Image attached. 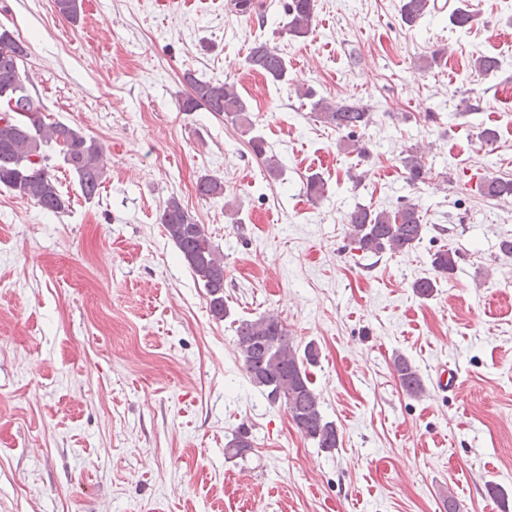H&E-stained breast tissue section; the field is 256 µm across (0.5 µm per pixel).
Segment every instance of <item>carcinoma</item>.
Here are the masks:
<instances>
[{
    "label": "carcinoma",
    "mask_w": 512,
    "mask_h": 512,
    "mask_svg": "<svg viewBox=\"0 0 512 512\" xmlns=\"http://www.w3.org/2000/svg\"><path fill=\"white\" fill-rule=\"evenodd\" d=\"M57 13L75 23L79 21L83 0H54ZM232 9L241 17L262 14L261 0H231ZM316 0H287L284 25L288 35L306 36L315 17ZM441 8L433 0H401L400 16L406 24H413L430 11ZM26 48L6 29L0 28V94L30 82L25 69ZM248 65L274 82L288 75L284 57L265 43L250 48ZM190 92L180 103L183 112L204 109L237 121L246 118L248 105L236 87L197 77L191 72L183 75ZM23 112L17 116L0 115V188L51 213H62L68 200L60 193L57 179L45 172L42 164L49 158L46 149L66 146L64 163L78 179L82 194L93 198L101 185L103 171L100 165L102 144L81 128L61 121L46 122L40 102L26 96ZM312 110L322 122L338 130L354 131L366 126L371 113L359 101H341L335 104L320 99L312 103ZM406 179L417 184L426 179L422 156L417 150L407 151L401 159ZM197 193L203 199L224 195V182L208 175L197 183ZM480 194L492 200L512 197V179L492 177L483 182ZM165 236L179 250L196 280L203 284L209 300L211 315L222 320L230 309L224 300V257L211 241L205 225L190 216L180 200L170 197L160 216ZM348 235L364 254H400L413 248L428 231L419 207L405 203L393 210H376L357 205L348 214ZM434 269L441 275L455 267V253L440 250L434 254ZM237 346L243 368L250 383L266 401L288 410L297 429L317 447L331 450L337 446V431L333 422L325 419L319 394L311 386L307 366L317 362L318 350L312 343L298 352L281 318L265 313L255 319H243L236 328ZM395 374L403 391L412 398L425 395L426 387L416 367L404 356L393 360ZM252 443L237 431L228 442L226 452L245 456Z\"/></svg>",
    "instance_id": "carcinoma-1"
}]
</instances>
